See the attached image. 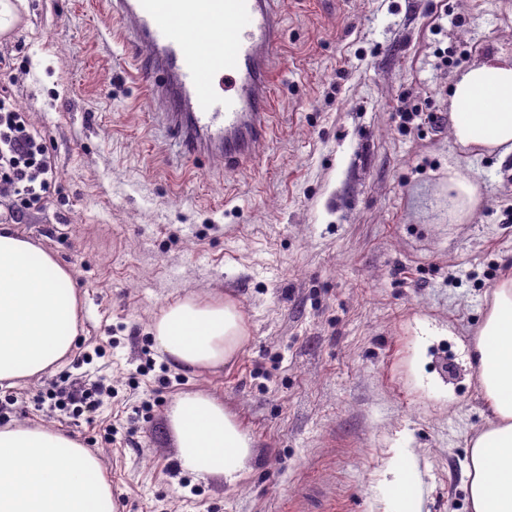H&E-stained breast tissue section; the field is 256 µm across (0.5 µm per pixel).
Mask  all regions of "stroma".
<instances>
[{"label": "stroma", "mask_w": 512, "mask_h": 512, "mask_svg": "<svg viewBox=\"0 0 512 512\" xmlns=\"http://www.w3.org/2000/svg\"><path fill=\"white\" fill-rule=\"evenodd\" d=\"M11 82L58 169L15 219L69 267L82 324L54 373L0 387L5 424L45 422L97 451L120 512H381L395 449H412L426 512H466L468 440L492 414L469 350L489 291L512 277V154L400 133L403 104L448 112L473 62L512 60V0H280L274 130L249 163L183 153L100 0H14ZM477 181L448 221V169ZM221 295L249 341L217 373L163 371L149 326L171 301ZM112 387L93 412L37 404L53 384ZM196 388L254 438L231 490L178 467L165 413Z\"/></svg>", "instance_id": "stroma-1"}]
</instances>
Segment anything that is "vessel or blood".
<instances>
[{"mask_svg":"<svg viewBox=\"0 0 512 512\" xmlns=\"http://www.w3.org/2000/svg\"><path fill=\"white\" fill-rule=\"evenodd\" d=\"M127 44L146 53L142 76L165 102L185 153L213 164L250 162L272 131L275 0H103ZM205 26L208 40L191 29Z\"/></svg>","mask_w":512,"mask_h":512,"instance_id":"obj_1","label":"vessel or blood"}]
</instances>
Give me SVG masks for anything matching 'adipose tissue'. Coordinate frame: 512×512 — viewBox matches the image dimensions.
Returning a JSON list of instances; mask_svg holds the SVG:
<instances>
[{
    "label": "adipose tissue",
    "instance_id": "obj_1",
    "mask_svg": "<svg viewBox=\"0 0 512 512\" xmlns=\"http://www.w3.org/2000/svg\"><path fill=\"white\" fill-rule=\"evenodd\" d=\"M449 118L455 144L512 152V63L490 57L456 80ZM480 185L448 171V212L470 216ZM74 274L41 246L0 226V384L16 385L62 367L79 333ZM155 349L175 369L200 376L235 359L248 333L240 305L221 296H186L153 320ZM494 418L470 442L469 512H512V278L491 293L472 348ZM179 468L196 478L244 477L254 440L223 399L205 390L176 393L166 411ZM385 512H423L411 449H396L384 472ZM0 512H118L98 455L44 424L0 427Z\"/></svg>",
    "mask_w": 512,
    "mask_h": 512
}]
</instances>
